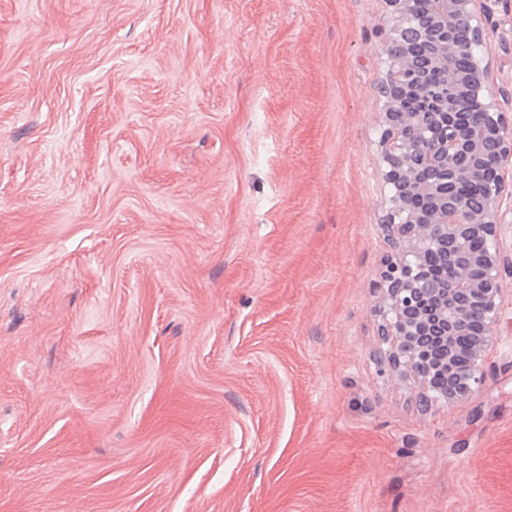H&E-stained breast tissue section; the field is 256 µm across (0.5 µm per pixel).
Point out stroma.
Masks as SVG:
<instances>
[{"instance_id":"35a3bbf8","label":"stroma","mask_w":512,"mask_h":512,"mask_svg":"<svg viewBox=\"0 0 512 512\" xmlns=\"http://www.w3.org/2000/svg\"><path fill=\"white\" fill-rule=\"evenodd\" d=\"M387 12L0 0V512H512V282L468 401L372 361Z\"/></svg>"}]
</instances>
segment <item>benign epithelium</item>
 Here are the masks:
<instances>
[{"mask_svg": "<svg viewBox=\"0 0 512 512\" xmlns=\"http://www.w3.org/2000/svg\"><path fill=\"white\" fill-rule=\"evenodd\" d=\"M387 0L388 75L377 151L389 207L380 228L392 253L378 285L385 357L378 370L412 375L417 404L464 402L485 384L498 345L505 278L502 169L512 124L491 90L486 44L506 0ZM466 24L470 40L457 38ZM483 102L479 121L462 109Z\"/></svg>", "mask_w": 512, "mask_h": 512, "instance_id": "1", "label": "benign epithelium"}]
</instances>
